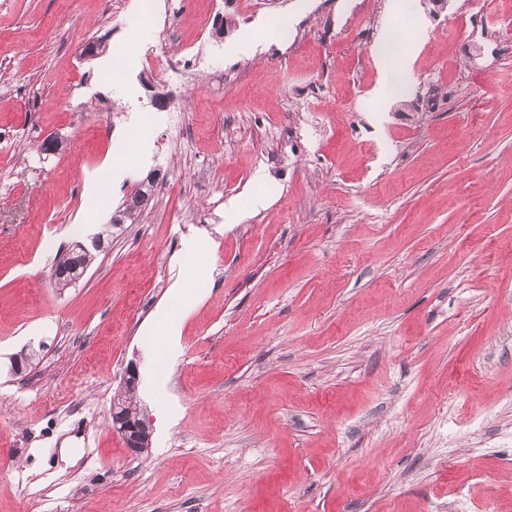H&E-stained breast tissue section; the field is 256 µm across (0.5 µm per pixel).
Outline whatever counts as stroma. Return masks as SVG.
<instances>
[{
    "label": "stroma",
    "mask_w": 512,
    "mask_h": 512,
    "mask_svg": "<svg viewBox=\"0 0 512 512\" xmlns=\"http://www.w3.org/2000/svg\"><path fill=\"white\" fill-rule=\"evenodd\" d=\"M139 2L0 0V512H512V29L482 0ZM165 14L194 80L144 67ZM388 27L412 64L386 107ZM127 98L158 112L130 149ZM131 364L138 456L110 416ZM149 191V192H148ZM145 194L148 195L149 200V193L150 197L152 194L151 189H145ZM147 199H142L138 197L137 195L130 196V198L124 200L113 212L112 214V224L113 226H116L118 224H135L138 222V219L140 215L142 214L143 210L147 207L148 201ZM114 214L116 215V220L114 221ZM74 244L86 249L83 242L77 241L74 242ZM84 249H76L71 246L58 255L53 266V271H55L57 275L55 280L57 288H61L62 290L69 288L68 282L72 281L77 276L74 280V283H76L85 275L87 270H84L92 263L94 256L91 254L90 250Z\"/></svg>",
    "instance_id": "stroma-1"
}]
</instances>
